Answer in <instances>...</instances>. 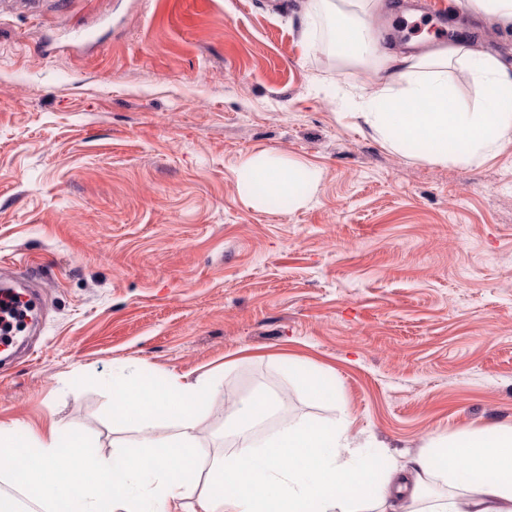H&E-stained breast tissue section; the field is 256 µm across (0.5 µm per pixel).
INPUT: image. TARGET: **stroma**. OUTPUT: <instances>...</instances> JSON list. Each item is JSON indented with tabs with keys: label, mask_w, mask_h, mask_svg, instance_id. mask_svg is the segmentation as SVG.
I'll return each mask as SVG.
<instances>
[{
	"label": "stroma",
	"mask_w": 512,
	"mask_h": 512,
	"mask_svg": "<svg viewBox=\"0 0 512 512\" xmlns=\"http://www.w3.org/2000/svg\"><path fill=\"white\" fill-rule=\"evenodd\" d=\"M360 17L512 60L470 0ZM305 0H0V265L45 297L0 425L56 422L110 457L136 437L112 373L212 374L200 468L227 404L287 388L411 469L438 437L512 425V137L471 165L389 147L357 111L378 78L326 51ZM444 12L446 38L433 30ZM269 155L318 173L301 204L241 192ZM313 364L336 396L299 391Z\"/></svg>",
	"instance_id": "1"
}]
</instances>
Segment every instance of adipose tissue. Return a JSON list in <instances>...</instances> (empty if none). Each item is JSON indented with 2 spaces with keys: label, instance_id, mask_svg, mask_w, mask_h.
Returning a JSON list of instances; mask_svg holds the SVG:
<instances>
[{
  "label": "adipose tissue",
  "instance_id": "adipose-tissue-1",
  "mask_svg": "<svg viewBox=\"0 0 512 512\" xmlns=\"http://www.w3.org/2000/svg\"><path fill=\"white\" fill-rule=\"evenodd\" d=\"M356 0H309L307 18L330 16L331 49L343 63L383 74L367 97L361 117L396 149L418 143L435 161L462 163L492 156L512 134V63L463 44L425 55L381 47L378 33L344 20ZM467 68L483 91L474 108L457 104L448 82L453 65ZM242 191L252 201L285 196L305 201L314 172L300 164L260 155L245 163ZM218 390L206 374H170L159 384L135 366L112 376L113 408L139 438L133 449L98 459L81 436L51 426L46 435L0 427V470H13L18 453L37 464L29 476L35 502L56 512H378L392 496L393 459L364 455L350 441L346 420L319 422L282 412L276 392L242 399L224 425L232 449L214 458L196 480L200 446L195 430L199 402ZM278 417L274 434L253 429ZM177 419L175 434L159 426ZM71 460L58 469L60 458ZM416 486L434 488L427 501L407 512H512V425L463 430L432 441L417 457Z\"/></svg>",
  "mask_w": 512,
  "mask_h": 512
}]
</instances>
